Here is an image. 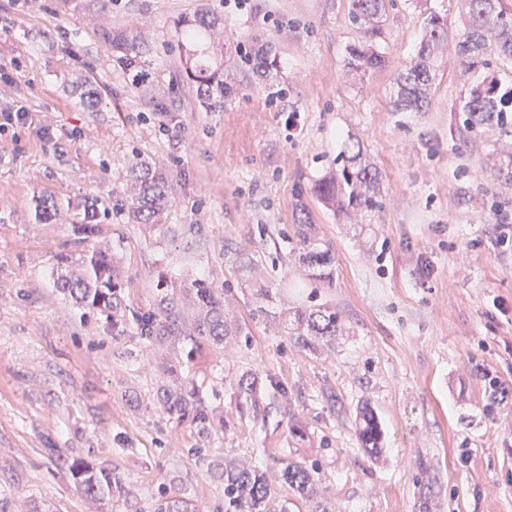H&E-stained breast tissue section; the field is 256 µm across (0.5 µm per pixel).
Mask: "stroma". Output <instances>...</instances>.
Returning <instances> with one entry per match:
<instances>
[{"label": "stroma", "mask_w": 512, "mask_h": 512, "mask_svg": "<svg viewBox=\"0 0 512 512\" xmlns=\"http://www.w3.org/2000/svg\"><path fill=\"white\" fill-rule=\"evenodd\" d=\"M393 3L378 39L386 62L358 76L346 68L348 48L363 39L348 0H113L107 10L98 0H0V112L29 114L0 135V490L14 512H88L54 447L117 469L143 502L166 484L199 512H224L223 487L189 453L193 431L156 404L164 350L113 340L53 287L58 255L81 249L66 220L36 222L40 194L64 204L90 195L109 210L104 232L121 243L133 308L152 309L161 273L180 288L196 278L223 288L251 344L203 348L188 372L224 416L215 453L270 471L285 461L315 466L336 512H418L423 463L435 478L431 512H512V242L499 244L495 226L496 211L512 213V192L492 168L512 126H464L481 68L465 82L442 65L427 111H392L395 75L427 17L447 16L452 32L464 23L460 0ZM205 13L232 41L269 43L279 65L272 82L238 73L220 112L182 81L177 22ZM143 25L155 53L150 84L136 88L102 33ZM84 78L102 92L93 111L81 102ZM356 141L380 174L381 197L353 221L311 188ZM135 151L171 189L158 228L129 223L123 210ZM300 203L313 218L311 241L335 255L332 284L293 271ZM238 250L257 259L278 303L336 305L350 332L335 351L303 350L253 319ZM246 371L267 398L255 418L239 411ZM492 381L507 399L489 417ZM330 391L343 410L327 407ZM365 391L384 429L377 463L352 429ZM296 419L304 437L291 433Z\"/></svg>", "instance_id": "obj_1"}]
</instances>
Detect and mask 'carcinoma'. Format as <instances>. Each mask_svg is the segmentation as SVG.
I'll list each match as a JSON object with an SVG mask.
<instances>
[{
	"mask_svg": "<svg viewBox=\"0 0 512 512\" xmlns=\"http://www.w3.org/2000/svg\"><path fill=\"white\" fill-rule=\"evenodd\" d=\"M466 25L456 44L460 57V75L466 76L477 66L488 68L499 57L512 58V10L504 0H464ZM386 0H349V20L368 37L380 33ZM218 18L199 15L179 27L178 36L189 45L207 39H217ZM103 39L112 47L115 57L131 84L141 86L149 79L151 42L145 30L106 31ZM448 43L447 18L438 14L428 17L426 30L415 57L399 70L394 82L391 104L395 112H421L430 105L438 76L439 60ZM238 69L258 79L272 77L277 70L276 57L267 46L240 47L235 50ZM347 64L355 71L369 72L382 67L383 56L371 44L353 45L348 51ZM186 85L207 108L224 107V90L234 79L211 65L208 55L191 50L184 59ZM512 107V88H501L492 78L470 91L463 105L464 122L474 128L496 122L508 125L507 111ZM129 193L124 211L136 224L158 226L161 214L172 203L167 179L142 156L136 154L129 169ZM379 172L362 161V151L345 157L340 172L324 176L312 187L313 195L325 206L338 211L349 208L368 209L379 205ZM34 215L40 224H54L59 219L58 201L43 194L34 199ZM74 244L85 245L77 260L65 256L59 259L53 273L54 288L73 305L83 310L84 319H102L112 327V338L127 333L144 347H160L168 352L161 362V376L156 388V401L168 419L185 425L196 435V445L190 449L198 463L206 466L210 475L224 485V512H266L275 500V492L266 475L232 456L222 459L211 455V439L224 429V419L218 416L193 380L183 376L184 360H191L201 344L222 347L224 341L250 345V336L240 323H234L224 313V289L199 279L184 290V299L176 297L167 276L157 277L154 307L146 312L131 308L124 296L122 270L113 250L101 241L103 225L100 212L94 207L83 210V216L71 225ZM304 275L314 280L330 281L334 263L331 250L318 244H305L299 257ZM261 303L255 305L252 316L265 322L272 320L266 304L273 299L268 288L257 289ZM192 309V322L184 318L183 303ZM281 330L298 347L318 351L335 348L336 336L344 328L342 312L327 303H315L279 313ZM259 382L244 373L237 382L239 408L246 415H257L262 402ZM354 432L369 459L376 461L384 448V432L370 398L358 402ZM58 464L67 470L76 489L89 503L107 498L121 499L125 512H145L138 498L129 492L124 477L116 469L107 468L82 458H71L52 448ZM280 483L288 486L304 500L318 497L317 472L296 462H285L279 471ZM152 512H192L189 502L177 491L162 485L152 499Z\"/></svg>",
	"mask_w": 512,
	"mask_h": 512,
	"instance_id": "obj_1",
	"label": "carcinoma"
}]
</instances>
